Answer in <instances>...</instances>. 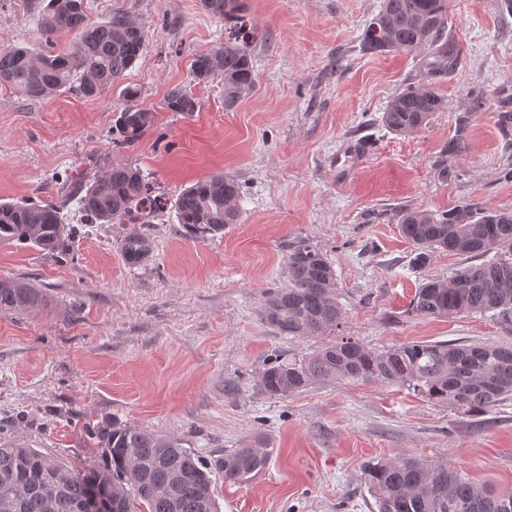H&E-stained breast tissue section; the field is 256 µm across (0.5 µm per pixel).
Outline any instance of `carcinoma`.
<instances>
[{"label": "carcinoma", "instance_id": "carcinoma-1", "mask_svg": "<svg viewBox=\"0 0 512 512\" xmlns=\"http://www.w3.org/2000/svg\"><path fill=\"white\" fill-rule=\"evenodd\" d=\"M204 8L224 20V41L197 55L193 75L199 81L224 75V106L234 107L256 84L251 56L257 35L245 0H202ZM46 49L0 48V84L25 99H49L62 89L96 100L123 78L140 58L145 34L124 14L87 24L84 0H34ZM59 32H74L68 51L51 50ZM365 53H415L421 78L396 94L383 112L390 131L406 134L426 125L444 100L434 85L452 77L463 52L448 34L447 0H381L379 11L364 25ZM138 90L124 91L125 104L114 129L112 147L138 142L157 121L155 111L137 104ZM165 108L190 116L199 101L174 87ZM468 116L444 146L438 166L448 177V157L464 145ZM54 204L0 203V245L25 244L40 252L66 254L70 231L64 209L74 202L89 224H132L118 248L123 261L139 267L151 256L152 241L142 226L160 212L152 181L132 164H109L87 183L64 181ZM241 185L217 174L183 189L174 209L185 236L207 240L224 233L241 217ZM403 236L426 263L434 250L462 256L493 257L464 264L446 280L428 279L410 305L427 317L463 314L495 316L512 335V210L479 202L446 211L402 208L396 213ZM288 285L265 297L261 316L283 336L315 337L337 326L343 316L336 298V277L329 259L304 240L289 245ZM41 291L19 279L0 280V312L41 309ZM337 379L406 387L426 401L468 414L491 411L512 395V343L465 344L456 341L407 343L373 350L352 338L325 345L297 363L275 359L259 374L261 391L286 398L314 383ZM96 438L106 457L99 469L78 470L20 442L0 444V512H81L95 491L107 494L111 512H217L211 469L175 436L152 433L116 420L99 427ZM268 462L264 448L224 452L215 466L224 481L244 483ZM366 483L377 512H512V492L478 488L448 466L399 456L369 466Z\"/></svg>", "mask_w": 512, "mask_h": 512}]
</instances>
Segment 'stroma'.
<instances>
[{"label": "stroma", "mask_w": 512, "mask_h": 512, "mask_svg": "<svg viewBox=\"0 0 512 512\" xmlns=\"http://www.w3.org/2000/svg\"><path fill=\"white\" fill-rule=\"evenodd\" d=\"M89 23L124 14L144 27L140 59L96 100L65 90L38 101L0 86V202L54 203L72 172L134 163L159 184L164 209L149 229V261L128 268L125 224L67 217L63 256L0 246V279L42 288L46 308L0 314V440H17L79 469L102 462L93 433L118 420L174 435L211 463L259 444L267 467L242 484L213 472L218 512H374L363 469L400 455L447 461L476 486L512 490V397L467 415L396 385L319 382L285 399L261 393L274 356L300 361L352 338L383 350L411 342H499L491 314L428 318L410 305L425 279H445L464 256L417 249L394 218L402 208L444 211L474 201L512 210V13L501 0H448V32L464 63L437 91L445 107L421 130L389 132L390 99L419 77L412 53L362 52L359 36L380 0H246L259 37L256 87L224 107V79L198 82L195 56L224 39L201 0H85ZM30 0H0V47L39 48ZM157 113L133 146L112 147L125 87ZM199 112L164 107L173 87ZM481 110L471 111L474 98ZM468 115L464 151L435 161ZM237 179L240 223L185 238L173 203L214 174ZM302 238L326 254L344 314L312 338L280 335L259 314L287 283L288 246Z\"/></svg>", "instance_id": "obj_1"}]
</instances>
